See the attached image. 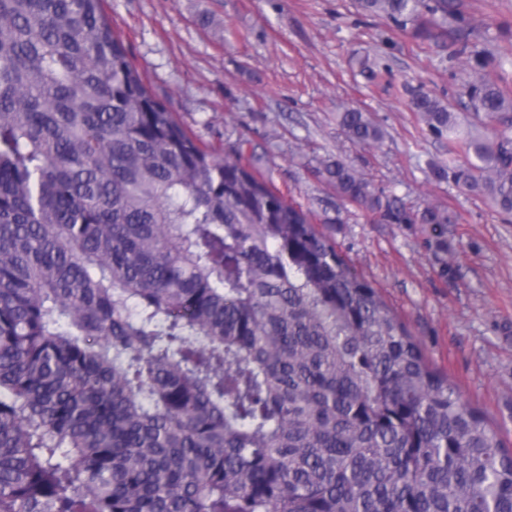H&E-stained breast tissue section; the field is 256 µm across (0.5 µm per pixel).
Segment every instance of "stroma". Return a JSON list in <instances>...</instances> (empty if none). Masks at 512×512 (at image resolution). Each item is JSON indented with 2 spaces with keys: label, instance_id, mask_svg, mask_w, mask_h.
Returning <instances> with one entry per match:
<instances>
[{
  "label": "stroma",
  "instance_id": "stroma-1",
  "mask_svg": "<svg viewBox=\"0 0 512 512\" xmlns=\"http://www.w3.org/2000/svg\"><path fill=\"white\" fill-rule=\"evenodd\" d=\"M484 78L512 93V0H458ZM112 28L157 96L223 159L240 149L287 199L310 210L446 373L512 446V214L456 182L448 139L410 99H458L476 76L451 34L428 41L359 11L357 0H106ZM368 113L381 142L339 125ZM341 159L401 220L342 201L321 175ZM448 211L437 226L425 207ZM339 124L347 137L355 144L377 143L383 136L381 128L365 112L357 108L341 112Z\"/></svg>",
  "mask_w": 512,
  "mask_h": 512
}]
</instances>
